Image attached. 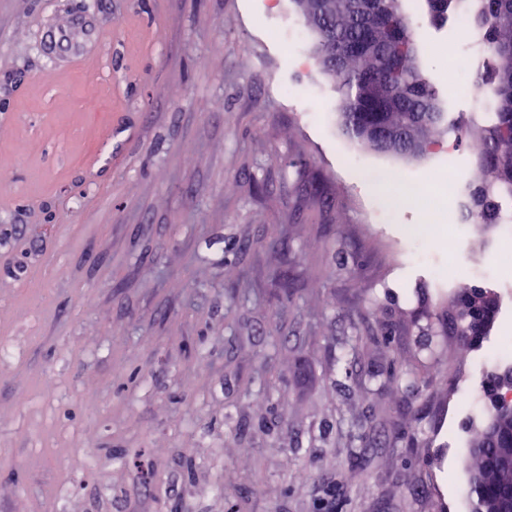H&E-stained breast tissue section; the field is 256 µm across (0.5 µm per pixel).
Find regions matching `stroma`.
Masks as SVG:
<instances>
[{
  "instance_id": "1",
  "label": "stroma",
  "mask_w": 512,
  "mask_h": 512,
  "mask_svg": "<svg viewBox=\"0 0 512 512\" xmlns=\"http://www.w3.org/2000/svg\"><path fill=\"white\" fill-rule=\"evenodd\" d=\"M406 4L427 77L468 69ZM88 14L99 48L53 66ZM311 43L290 0H0V512H470L488 408L448 406L512 345V228L451 198L413 242L363 171L477 156L361 149ZM474 285L500 307L466 352L432 317Z\"/></svg>"
}]
</instances>
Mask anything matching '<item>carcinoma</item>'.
Listing matches in <instances>:
<instances>
[{"label":"carcinoma","mask_w":512,"mask_h":512,"mask_svg":"<svg viewBox=\"0 0 512 512\" xmlns=\"http://www.w3.org/2000/svg\"><path fill=\"white\" fill-rule=\"evenodd\" d=\"M404 0H372L385 23L399 29L405 51L393 64L370 35L366 18L353 13L342 25L327 17L309 25L313 52L321 72L336 85L343 131L368 149L378 143L363 139L368 127H392L406 147L419 136L431 147L445 133L480 147V177L463 185L471 200V217L479 224L503 222V206L512 202V0H425L430 21L442 26L457 17L483 34L495 57L490 77L478 73L487 87L490 109L466 121L450 117L436 84L418 63L419 46Z\"/></svg>","instance_id":"obj_1"}]
</instances>
